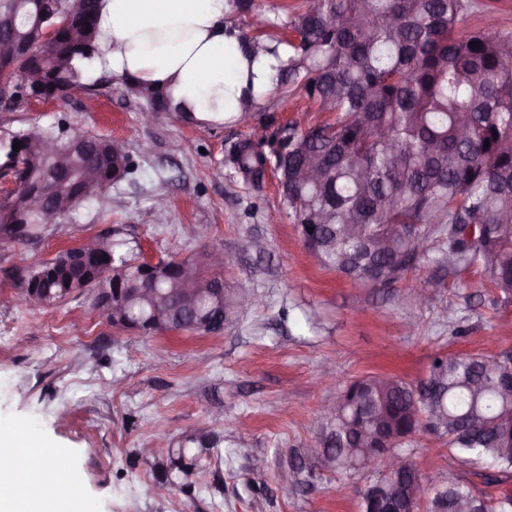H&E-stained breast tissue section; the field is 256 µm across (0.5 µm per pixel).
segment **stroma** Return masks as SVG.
<instances>
[{
	"instance_id": "obj_1",
	"label": "stroma",
	"mask_w": 512,
	"mask_h": 512,
	"mask_svg": "<svg viewBox=\"0 0 512 512\" xmlns=\"http://www.w3.org/2000/svg\"><path fill=\"white\" fill-rule=\"evenodd\" d=\"M301 0L231 6L225 24L249 40L288 42ZM264 12L270 27L254 23ZM63 99L0 108V134L64 121L112 140L139 170L107 191L108 207L83 204L75 219L48 226L32 243L0 247V295L18 277L83 239L104 235L136 258L224 254V287L263 305L241 310L218 334L120 331L86 297L53 307L0 306V424H23L46 448L68 452L61 494L90 512H360L368 476L338 475L307 461L324 433L322 408L364 375L426 377L435 357L512 354V299L478 266H452L445 237L384 287L355 285L317 266L282 204L275 177L252 190L230 176L231 143L254 123L269 130L330 120L317 103L275 86L250 121L208 127L177 112L143 124L141 100L111 71L87 73ZM168 200L156 212V197ZM266 244L264 255L251 247ZM214 429L219 447L203 453L190 486L168 487L159 464L192 435ZM408 457L431 479L453 477L476 493L491 469L461 463L445 439L416 432ZM301 464L292 482L282 472ZM294 470V469H293Z\"/></svg>"
}]
</instances>
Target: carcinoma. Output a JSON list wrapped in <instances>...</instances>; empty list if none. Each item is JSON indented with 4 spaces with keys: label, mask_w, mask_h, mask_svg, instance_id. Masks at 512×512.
Wrapping results in <instances>:
<instances>
[{
    "label": "carcinoma",
    "mask_w": 512,
    "mask_h": 512,
    "mask_svg": "<svg viewBox=\"0 0 512 512\" xmlns=\"http://www.w3.org/2000/svg\"><path fill=\"white\" fill-rule=\"evenodd\" d=\"M0 0V49L31 42L34 26L57 27L50 44H35L17 69L1 73L20 85L26 69L40 68L54 80L58 95L83 86L86 63L99 57L97 0ZM473 0H303L290 21L295 39L286 43L279 78L291 92L336 113L332 122L306 129L290 124L269 137L241 139L230 150L233 176L260 190L267 164L287 176L283 205L303 239L318 244L320 266L354 283L385 286L415 267L433 235L448 241V262L480 266L495 288L512 299V33L471 30ZM477 41L479 47L470 43ZM126 89L143 101L145 112L169 109L159 91ZM498 137H493V134ZM29 136L57 144L51 154L32 156L14 141ZM85 138L80 151L70 138ZM489 147H484V143ZM313 155L325 167L315 180L306 174ZM15 157L19 184L51 180L49 204L71 217L90 201L109 203L100 181L86 183L82 199L69 181L88 168L135 172L132 157L112 141L77 132L64 122L0 135V157ZM313 231H308V228ZM112 253V280L124 284L123 319L147 322L168 306L167 293L181 278L202 281L207 273L192 260L178 271H162L152 282L137 279L132 258L120 244L103 242ZM21 295L54 306L92 288L76 275L42 276L41 264L28 270ZM512 374L507 354L439 357L418 384L390 375H367L350 383L355 392L323 411L330 442L314 454L321 466L341 474L369 468L373 450L362 436L381 432L389 448H400L421 424L437 434L464 463L486 462L512 475V392L497 387ZM170 485H186L195 474L187 446L171 450L160 464ZM413 499L412 512H449V502L466 512H512V493L478 495L455 478L431 481Z\"/></svg>",
    "instance_id": "1"
}]
</instances>
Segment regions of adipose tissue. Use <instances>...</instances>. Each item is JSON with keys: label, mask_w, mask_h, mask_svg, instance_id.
I'll return each instance as SVG.
<instances>
[{"label": "adipose tissue", "mask_w": 512, "mask_h": 512, "mask_svg": "<svg viewBox=\"0 0 512 512\" xmlns=\"http://www.w3.org/2000/svg\"><path fill=\"white\" fill-rule=\"evenodd\" d=\"M229 0H99L102 56L115 76L164 92L175 111L221 123L245 112L278 81V59L254 51L225 26ZM23 425L0 427V512H82L43 496L59 486L65 453L45 459L18 451Z\"/></svg>", "instance_id": "obj_1"}]
</instances>
